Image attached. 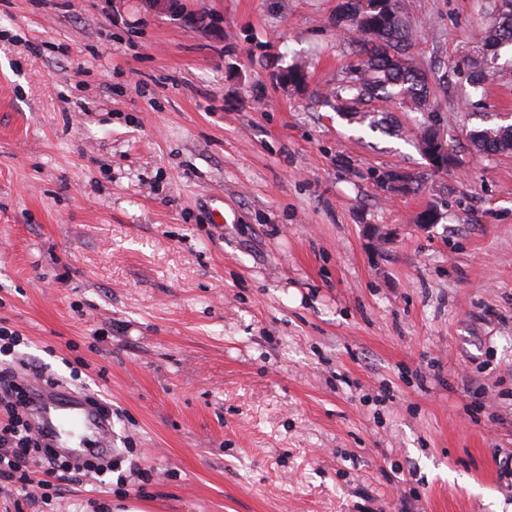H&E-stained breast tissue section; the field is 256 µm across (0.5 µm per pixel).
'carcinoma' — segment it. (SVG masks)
<instances>
[{
    "mask_svg": "<svg viewBox=\"0 0 512 512\" xmlns=\"http://www.w3.org/2000/svg\"><path fill=\"white\" fill-rule=\"evenodd\" d=\"M336 29L356 34L359 59L356 68L345 72L336 88L322 103L371 130L396 133L385 110H365L376 100L395 102L413 112L430 110V87L426 73L409 54L413 29L406 0H337ZM512 45V28L498 23L489 26L483 43ZM282 86L301 89L305 84L302 66L292 64L278 74ZM472 145L479 153L512 152V125H496L475 131Z\"/></svg>",
    "mask_w": 512,
    "mask_h": 512,
    "instance_id": "cac0c4a2",
    "label": "carcinoma"
}]
</instances>
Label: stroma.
Returning <instances> with one entry per match:
<instances>
[{"instance_id":"1","label":"stroma","mask_w":512,"mask_h":512,"mask_svg":"<svg viewBox=\"0 0 512 512\" xmlns=\"http://www.w3.org/2000/svg\"><path fill=\"white\" fill-rule=\"evenodd\" d=\"M182 2L208 26L0 0V321L120 450L111 492L2 481L0 512H512V154L467 139L512 114V47L469 77L505 0H409L447 173L323 105L336 0Z\"/></svg>"}]
</instances>
